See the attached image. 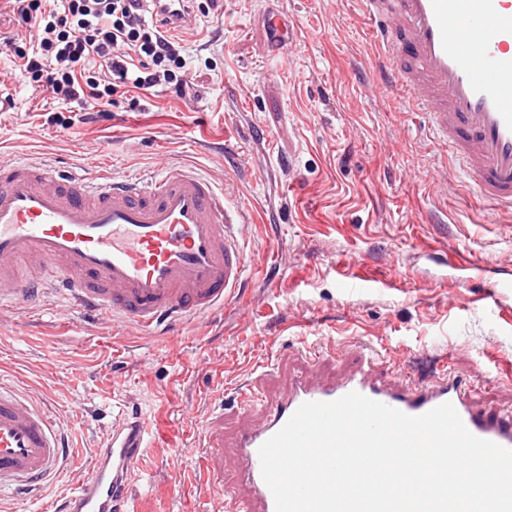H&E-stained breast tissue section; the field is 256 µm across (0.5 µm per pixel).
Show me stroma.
Masks as SVG:
<instances>
[{
    "mask_svg": "<svg viewBox=\"0 0 512 512\" xmlns=\"http://www.w3.org/2000/svg\"><path fill=\"white\" fill-rule=\"evenodd\" d=\"M300 40L271 59L274 16ZM212 70L196 96L156 91L64 128L52 94L25 83L0 47V164L19 159L93 174L149 176L177 165L258 206L246 284L220 319L165 340L49 302L0 311V384L19 385L67 432L73 467L40 496L0 490L6 512H53L113 423L137 414L147 448L133 483L139 512H225L239 493L234 449L200 492L214 427L258 421L288 377L341 376L368 351L408 383L438 371L481 409L512 411V295L480 300L484 278L512 275V213L477 203L415 114L375 88L377 53L356 0H229L196 37ZM231 138L238 170L218 148ZM457 249L479 269L458 278ZM363 277L362 287L348 285Z\"/></svg>",
    "mask_w": 512,
    "mask_h": 512,
    "instance_id": "stroma-1",
    "label": "stroma"
}]
</instances>
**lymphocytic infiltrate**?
I'll list each match as a JSON object with an SVG mask.
<instances>
[{"mask_svg": "<svg viewBox=\"0 0 512 512\" xmlns=\"http://www.w3.org/2000/svg\"><path fill=\"white\" fill-rule=\"evenodd\" d=\"M19 28L6 43L23 80L61 103L95 110L130 106L163 88L190 97L187 28L171 26L156 0H7Z\"/></svg>", "mask_w": 512, "mask_h": 512, "instance_id": "obj_1", "label": "lymphocytic infiltrate"}]
</instances>
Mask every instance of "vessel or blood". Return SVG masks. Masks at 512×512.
I'll return each instance as SVG.
<instances>
[{
	"instance_id": "b4317fda",
	"label": "vessel or blood",
	"mask_w": 512,
	"mask_h": 512,
	"mask_svg": "<svg viewBox=\"0 0 512 512\" xmlns=\"http://www.w3.org/2000/svg\"><path fill=\"white\" fill-rule=\"evenodd\" d=\"M382 62L376 84L425 115L421 132L449 151L477 197L512 211V0H359ZM253 210L180 165L149 178L79 175L18 160L0 165V307L59 300L81 314L155 334L223 310L248 265ZM371 359L340 382L294 377L262 420L232 441L210 437L208 477L232 445L248 491L234 512H276L259 448L308 401L350 392L411 416L451 403L476 437L512 449V412L472 407L461 382L418 385L371 376ZM142 424L113 427L94 463L53 512H131ZM70 446L24 390L0 386V487L27 494L55 478Z\"/></svg>"
}]
</instances>
